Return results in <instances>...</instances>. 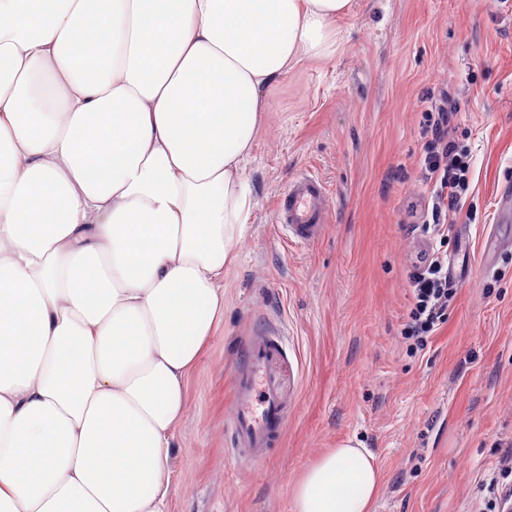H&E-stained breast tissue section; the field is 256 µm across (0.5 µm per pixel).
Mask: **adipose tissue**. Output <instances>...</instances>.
Returning a JSON list of instances; mask_svg holds the SVG:
<instances>
[{"instance_id": "obj_1", "label": "adipose tissue", "mask_w": 512, "mask_h": 512, "mask_svg": "<svg viewBox=\"0 0 512 512\" xmlns=\"http://www.w3.org/2000/svg\"><path fill=\"white\" fill-rule=\"evenodd\" d=\"M351 0H0V512H170L265 92ZM372 452L293 512H374Z\"/></svg>"}]
</instances>
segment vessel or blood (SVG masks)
<instances>
[{"instance_id":"b4317fda","label":"vessel or blood","mask_w":512,"mask_h":512,"mask_svg":"<svg viewBox=\"0 0 512 512\" xmlns=\"http://www.w3.org/2000/svg\"><path fill=\"white\" fill-rule=\"evenodd\" d=\"M326 188L315 175L294 177L278 197L277 222L290 240L311 244L320 239L328 220ZM512 249V234L493 230L483 258L492 264L495 256ZM284 353L280 331L270 327L251 336L244 360L233 382V406L228 420V438L239 459L260 458L275 448L286 419L281 378L277 364Z\"/></svg>"}]
</instances>
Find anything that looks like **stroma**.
I'll return each instance as SVG.
<instances>
[{
    "label": "stroma",
    "mask_w": 512,
    "mask_h": 512,
    "mask_svg": "<svg viewBox=\"0 0 512 512\" xmlns=\"http://www.w3.org/2000/svg\"><path fill=\"white\" fill-rule=\"evenodd\" d=\"M335 51L267 92L246 176L251 224L224 268V319L187 384L171 465V512H292L296 479L324 451L369 448L384 482L376 512H474L479 480L512 448V250L486 269L485 238L512 225V0H352ZM459 103L472 155L447 217L456 298L420 353L400 335L408 278L428 252L432 186L419 166L423 112ZM327 190L311 245L276 223L301 173ZM474 212L467 221L466 212ZM282 326L289 413L269 455L225 441L247 339Z\"/></svg>",
    "instance_id": "1"
}]
</instances>
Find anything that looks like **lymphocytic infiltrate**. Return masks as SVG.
<instances>
[{
    "label": "lymphocytic infiltrate",
    "instance_id": "f902f5d3",
    "mask_svg": "<svg viewBox=\"0 0 512 512\" xmlns=\"http://www.w3.org/2000/svg\"><path fill=\"white\" fill-rule=\"evenodd\" d=\"M457 106L424 115L425 141L420 164L434 186L431 237L435 243L424 264L409 277V305L401 336L407 349L427 347L439 326L448 318L456 296L448 278V226L443 213L456 211L471 167L469 154L453 135Z\"/></svg>",
    "mask_w": 512,
    "mask_h": 512
}]
</instances>
